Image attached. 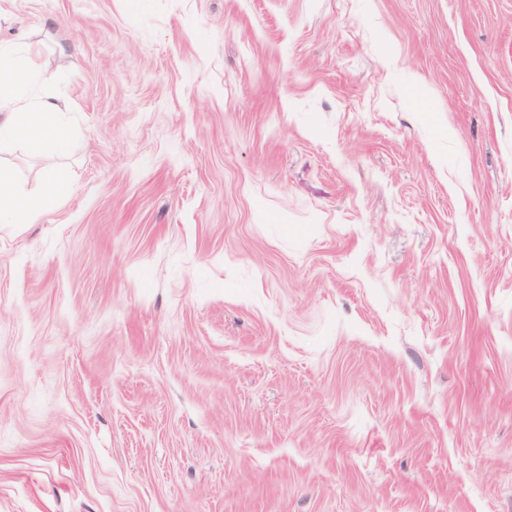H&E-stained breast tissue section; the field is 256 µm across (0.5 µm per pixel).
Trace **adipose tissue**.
Returning a JSON list of instances; mask_svg holds the SVG:
<instances>
[{
	"label": "adipose tissue",
	"mask_w": 512,
	"mask_h": 512,
	"mask_svg": "<svg viewBox=\"0 0 512 512\" xmlns=\"http://www.w3.org/2000/svg\"><path fill=\"white\" fill-rule=\"evenodd\" d=\"M10 50L0 49V101L7 107L0 111V142L12 139L44 138L58 152L70 147V135L59 124L64 112L63 100L30 94L19 82L9 61ZM62 190L61 182L45 176L38 194L22 193L9 166L0 164V223L29 224L52 206Z\"/></svg>",
	"instance_id": "adipose-tissue-1"
}]
</instances>
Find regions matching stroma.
<instances>
[{
    "label": "stroma",
    "instance_id": "stroma-1",
    "mask_svg": "<svg viewBox=\"0 0 512 512\" xmlns=\"http://www.w3.org/2000/svg\"><path fill=\"white\" fill-rule=\"evenodd\" d=\"M0 512H512V0H0ZM11 51L0 46V143L12 139L42 137L58 152L70 147V135L59 124L58 115L66 104L62 99L30 94L17 79L16 69L9 61ZM62 190V183L53 175L43 179L37 195L22 193L16 176L9 166L0 164V223L31 224L41 213L52 206Z\"/></svg>",
    "mask_w": 512,
    "mask_h": 512
}]
</instances>
